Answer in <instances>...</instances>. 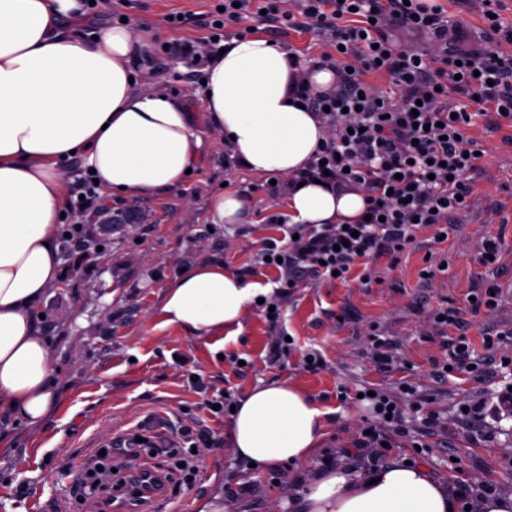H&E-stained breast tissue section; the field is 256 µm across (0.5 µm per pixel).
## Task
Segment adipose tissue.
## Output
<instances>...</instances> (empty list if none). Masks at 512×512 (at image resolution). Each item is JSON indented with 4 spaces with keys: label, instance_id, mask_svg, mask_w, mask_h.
Returning <instances> with one entry per match:
<instances>
[{
    "label": "adipose tissue",
    "instance_id": "1",
    "mask_svg": "<svg viewBox=\"0 0 512 512\" xmlns=\"http://www.w3.org/2000/svg\"><path fill=\"white\" fill-rule=\"evenodd\" d=\"M83 0H0V414L41 424L58 394L35 310L58 278L57 223L65 196L60 161L80 155L109 192L148 195L177 185L201 140L185 104L138 87L131 30L87 37ZM206 67L205 112L234 158L257 174L290 177L312 160L325 127L295 103L287 51L257 37L233 38ZM356 191L310 182L289 186L295 224H352ZM261 293L220 262L184 270L164 297L165 325L204 337L240 325ZM321 410L300 389L271 383L241 398L228 443L266 469L311 460ZM306 512H458L456 491L426 468L396 462L354 476L320 473L304 490Z\"/></svg>",
    "mask_w": 512,
    "mask_h": 512
}]
</instances>
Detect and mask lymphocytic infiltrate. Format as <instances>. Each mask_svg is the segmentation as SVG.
<instances>
[{
    "mask_svg": "<svg viewBox=\"0 0 512 512\" xmlns=\"http://www.w3.org/2000/svg\"><path fill=\"white\" fill-rule=\"evenodd\" d=\"M459 2L480 17L481 41L449 20L438 0H223L216 32L263 17L291 29L313 26L328 38L332 51L316 65L334 71L335 86L298 90L303 103L322 114L326 135L293 180L355 188L366 201V217L355 224H287L280 240L263 244L261 256L279 273L278 287L259 306L270 325L279 324L284 302L307 276L347 281L357 262L402 253L425 228L444 242L453 217L477 205L471 177L479 168V144L468 129L480 117L494 129L512 122V54L499 49L512 41V26L499 18V0ZM399 32L426 35L429 45L400 44ZM369 73L387 75L390 91L367 82ZM411 395L407 388L398 401L372 396L358 447H381L401 430L415 407ZM166 441V448L152 447V455L187 472L193 448L209 444L183 422L170 426Z\"/></svg>",
    "mask_w": 512,
    "mask_h": 512,
    "instance_id": "obj_1",
    "label": "lymphocytic infiltrate"
}]
</instances>
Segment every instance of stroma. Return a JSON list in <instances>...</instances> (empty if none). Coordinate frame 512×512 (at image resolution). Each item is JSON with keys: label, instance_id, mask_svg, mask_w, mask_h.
<instances>
[{"label": "stroma", "instance_id": "35a3bbf8", "mask_svg": "<svg viewBox=\"0 0 512 512\" xmlns=\"http://www.w3.org/2000/svg\"><path fill=\"white\" fill-rule=\"evenodd\" d=\"M218 0H104L91 10L90 29L129 21L152 61L146 82L186 103L202 146L190 174L166 192L117 195L99 192L82 215L62 212L60 224H83L81 249L90 259L71 265L61 249V277L47 290L37 311L52 356L58 401L39 425L0 419V512H95L74 489L76 477L64 462L89 460L110 434L149 422L151 415L183 412L206 421L214 432L212 448L197 461L195 480L173 472L165 496L137 512H303V489L317 472L335 467L362 473L394 462L425 467L441 484L482 496L485 488L512 493V372L488 364L482 335L504 332L500 353L512 356V125L487 132L477 123L470 135L485 156L474 175L483 198L480 209L460 213L447 241L434 243L432 231L418 233L399 258L383 256L359 263L348 281L308 277L294 289L278 326H270L249 307L236 335L198 337L166 327L159 306L174 278L187 267L223 262L252 284L272 285L275 270L253 265L254 254L281 237L269 215L286 214V195L272 192L265 175L228 168L222 134L204 111V64L190 65L167 45L200 41L210 32ZM182 13L185 23L165 22ZM226 35L265 39L311 59L327 50L315 28L293 30L248 19L226 28ZM239 197L242 218L235 229L214 223L210 198L218 191ZM496 237L498 267L479 265L477 248ZM443 251L448 271L433 283L420 278L426 256ZM374 281L362 285L360 274ZM499 286L492 315L471 311L468 298L483 282ZM457 310L467 325L472 357L486 363L476 377L448 369V340L455 328L427 330L429 312ZM278 335L291 338L287 357L272 360L269 347ZM392 349L395 362L379 367L373 342ZM318 351L325 367L305 371L302 356ZM287 383L306 392L322 411L325 435L310 466L250 467L230 449L229 421L210 420L202 408L219 391L240 400L262 384ZM413 386L420 413L407 414L403 430L389 447L357 451L368 404L358 395L374 389L400 396ZM484 401L492 411L483 424L459 413L462 402Z\"/></svg>", "mask_w": 512, "mask_h": 512}]
</instances>
